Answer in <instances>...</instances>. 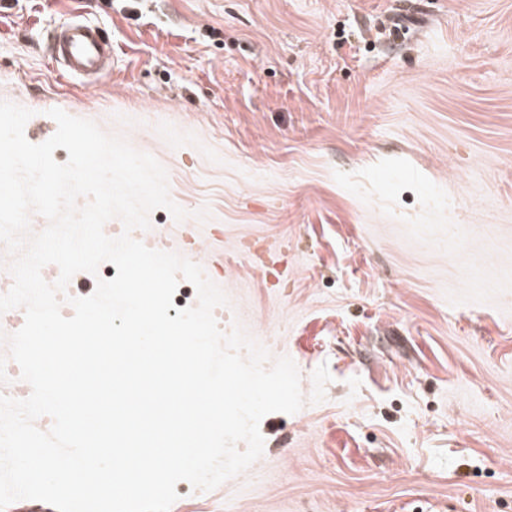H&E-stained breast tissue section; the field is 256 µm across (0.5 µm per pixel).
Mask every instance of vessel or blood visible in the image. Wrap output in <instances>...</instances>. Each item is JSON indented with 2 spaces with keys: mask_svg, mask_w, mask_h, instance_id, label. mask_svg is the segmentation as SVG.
Listing matches in <instances>:
<instances>
[{
  "mask_svg": "<svg viewBox=\"0 0 512 512\" xmlns=\"http://www.w3.org/2000/svg\"><path fill=\"white\" fill-rule=\"evenodd\" d=\"M50 48L69 76L79 75L94 83L112 70V44L92 24L72 22L55 28Z\"/></svg>",
  "mask_w": 512,
  "mask_h": 512,
  "instance_id": "obj_1",
  "label": "vessel or blood"
}]
</instances>
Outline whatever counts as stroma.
Wrapping results in <instances>:
<instances>
[{
	"label": "stroma",
	"mask_w": 512,
	"mask_h": 512,
	"mask_svg": "<svg viewBox=\"0 0 512 512\" xmlns=\"http://www.w3.org/2000/svg\"><path fill=\"white\" fill-rule=\"evenodd\" d=\"M71 17L112 38L92 88ZM0 101L155 157L187 216L148 236L299 370L261 466L170 512H512V0H0ZM50 48L62 59L65 74L71 77L80 75L95 83L112 71V42L92 24L72 22L55 28Z\"/></svg>",
	"instance_id": "1"
}]
</instances>
